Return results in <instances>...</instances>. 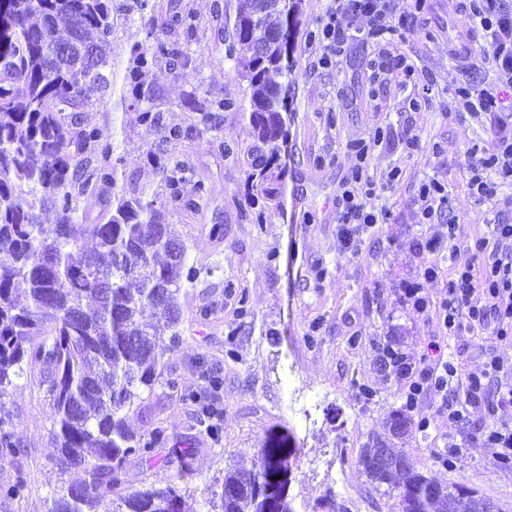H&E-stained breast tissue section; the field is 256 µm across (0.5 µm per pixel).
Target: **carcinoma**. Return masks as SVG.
Masks as SVG:
<instances>
[{"label": "carcinoma", "instance_id": "1", "mask_svg": "<svg viewBox=\"0 0 512 512\" xmlns=\"http://www.w3.org/2000/svg\"><path fill=\"white\" fill-rule=\"evenodd\" d=\"M0 18V399L26 376L50 408L52 444L62 468L85 478L60 489L50 512H100L117 498L123 512H188L185 494L194 478L191 455L175 453L173 475L164 487L135 488L128 464H152L160 428L134 434L127 415L142 408L144 390L159 383L164 355L179 340L186 284L196 280L187 247L173 238L156 199L118 177L121 159L112 143L84 116L95 94L112 87V0H7ZM278 0H247L222 38L225 57L248 83L250 150L247 182L266 203H280L285 170L279 167L283 98L273 76L290 75L282 62ZM195 32V16L174 12L151 20L149 40L130 51L123 81L138 102L150 103L152 87L142 81L163 63L177 79L189 76L184 41ZM237 107L221 98L196 111L208 129L221 127V112ZM141 121L164 139L191 138V127L167 126L147 106ZM148 161L163 174V191L194 211L208 188L186 189V167L161 145ZM93 197L99 212L80 210ZM51 209L56 223L40 213ZM84 223L88 249L71 233ZM154 317L143 318L145 309ZM170 345L163 346V337ZM213 374L202 393L183 399L194 418L219 438L212 394ZM258 469L229 468L220 489L211 490L208 512H266L267 487L288 466V436L271 434L259 449ZM389 464H379L381 458ZM25 450L0 421V462L14 465L13 481L0 497H24ZM403 451L382 440L365 445L360 463L372 490L395 498V512H484L485 500L442 487L407 464ZM322 512H346L329 488Z\"/></svg>", "mask_w": 512, "mask_h": 512}]
</instances>
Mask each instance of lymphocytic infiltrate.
Instances as JSON below:
<instances>
[{"label":"lymphocytic infiltrate","instance_id":"lymphocytic-infiltrate-1","mask_svg":"<svg viewBox=\"0 0 512 512\" xmlns=\"http://www.w3.org/2000/svg\"><path fill=\"white\" fill-rule=\"evenodd\" d=\"M341 3V13H329L315 43L318 62L325 67L339 63L345 51L339 15H346L355 31L377 39L406 31L409 19L420 9V0ZM462 10L467 29L482 42V58L473 60L468 42L456 37L449 52L468 69L493 72L495 81L456 87L448 108L472 115L490 134L489 145L467 149L472 159L468 186L474 204L493 205L512 188V101L499 93L500 88H512V0H463ZM390 138L405 152L420 148V139L411 130L393 137L380 127L349 146L357 163L336 192V237L343 254L359 256L372 229L389 218L387 210L374 204L379 187L368 166L375 147ZM445 198L444 187L429 180L422 183L413 202L425 228L415 239L424 260L423 275L445 278L443 294L433 301L418 286L406 284L401 297L413 313L433 324L439 336L476 330L487 336L481 347L483 363L467 372L448 360L417 364L394 346L386 348L385 362L405 382L406 410L413 412L423 402H432L456 430L475 429L478 443L496 449L501 463L512 464V425L502 420L504 412L512 411V366H505L498 353L499 344L512 343V219L499 211L484 230L470 232L465 225L451 223L446 232L438 233L433 229L441 216L437 204Z\"/></svg>","mask_w":512,"mask_h":512}]
</instances>
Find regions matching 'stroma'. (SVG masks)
Wrapping results in <instances>:
<instances>
[{"label":"stroma","mask_w":512,"mask_h":512,"mask_svg":"<svg viewBox=\"0 0 512 512\" xmlns=\"http://www.w3.org/2000/svg\"><path fill=\"white\" fill-rule=\"evenodd\" d=\"M212 0H159L162 10L192 11L197 29L187 44L188 79L174 78L165 65L146 77L155 90L154 108L165 122L189 126L199 122L190 103L195 98H231L247 103V84L238 77L215 32L233 18L241 0H224V16L211 14ZM333 5L332 0H303L295 28L292 79L286 85L282 161L286 165L280 209H267L263 222L253 218L252 189L246 182L253 145L248 115L224 114L221 132L167 143L170 156L185 162L193 180L204 181L209 195L190 213L173 203L162 212L172 235L187 246V262L199 271L189 286L179 341L170 364L185 392L200 390L210 369L223 386V432L210 439L196 425L188 406L163 386L144 393L146 404L162 406L158 420L131 413L129 428L142 434L160 426L159 459L152 466L131 464L133 486L165 485L172 470L164 461L171 451L191 449L198 478L186 506L206 512L204 486L222 480L231 464L252 466L270 433L291 436L297 449L290 496L298 512H318L326 489L348 512H392L393 501L373 492L359 457L375 436L404 449L415 467L439 484H469L479 497L512 512V468L504 467L492 448L469 447L467 432L455 431L447 419L433 418L427 432L416 427L417 414L405 413L403 382L381 364L382 345H400L410 361L438 356L474 370L483 359L481 336L468 332L431 349V323L413 314L398 296L403 284L420 283L424 294L439 298L443 279L421 276L423 260L413 249L421 232L412 200L420 184L434 179L446 188L452 213L462 224H481L486 209L468 197L467 147L485 139L484 127L467 114L448 112V98L463 69L448 57V37L462 18L448 0H426L406 39L368 42L348 32L340 66L317 67L307 42ZM149 15L127 13L112 0V66L122 78L128 51L144 41ZM390 59L381 72L377 64ZM415 69L406 79L404 65ZM133 98L112 95L91 99L85 115L121 157V172L147 194L160 192L161 172L146 157L158 133L139 120ZM410 126L424 151L408 155L380 148L368 168L381 180L392 167L399 182L381 191L376 206L390 212L388 224L367 240L360 257L340 252L336 240V188L353 164L351 142L368 137L378 126ZM235 144L237 155H223L220 142ZM224 227L223 238L211 235ZM324 269L323 280L314 272ZM247 295L246 312H237L227 286ZM213 307L210 319L197 314ZM0 419L15 426L28 453L29 490L18 500L0 499V512H50L55 490L83 479L81 470L61 472L51 443L49 408L35 383L18 379L0 401ZM464 449L455 467L437 458L447 439Z\"/></svg>","instance_id":"stroma-1"}]
</instances>
